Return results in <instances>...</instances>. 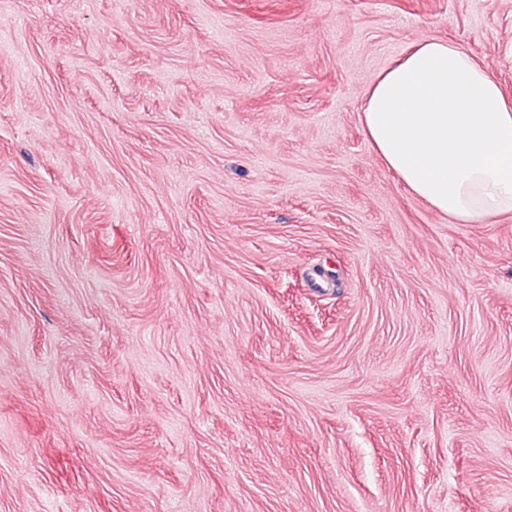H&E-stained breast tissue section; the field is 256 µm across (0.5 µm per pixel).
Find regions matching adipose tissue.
Masks as SVG:
<instances>
[{
	"mask_svg": "<svg viewBox=\"0 0 512 512\" xmlns=\"http://www.w3.org/2000/svg\"><path fill=\"white\" fill-rule=\"evenodd\" d=\"M360 119L407 190L450 221L512 213V98L461 47L419 42L381 70Z\"/></svg>",
	"mask_w": 512,
	"mask_h": 512,
	"instance_id": "1",
	"label": "adipose tissue"
}]
</instances>
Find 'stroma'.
I'll list each match as a JSON object with an SVG mask.
<instances>
[{"mask_svg": "<svg viewBox=\"0 0 512 512\" xmlns=\"http://www.w3.org/2000/svg\"><path fill=\"white\" fill-rule=\"evenodd\" d=\"M512 0H0V512H512V216L359 113Z\"/></svg>", "mask_w": 512, "mask_h": 512, "instance_id": "1", "label": "stroma"}]
</instances>
